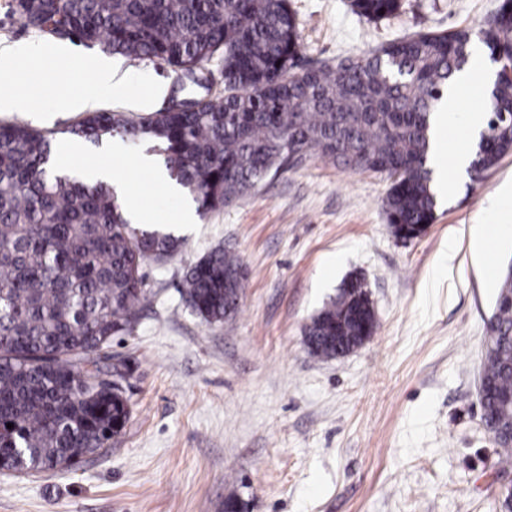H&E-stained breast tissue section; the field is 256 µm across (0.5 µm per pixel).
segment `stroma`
Returning a JSON list of instances; mask_svg holds the SVG:
<instances>
[{
	"mask_svg": "<svg viewBox=\"0 0 512 512\" xmlns=\"http://www.w3.org/2000/svg\"><path fill=\"white\" fill-rule=\"evenodd\" d=\"M349 3L290 0L301 64L472 28L502 0H402L397 15L379 21ZM74 49L67 59L0 67V88L18 99L0 123L64 129L78 118L54 109L66 92L92 93L94 110L134 116L224 95L217 57L204 87L164 63L118 55L115 82L97 86L89 65L102 49ZM155 152L148 141H121L116 154L83 144L71 167L114 168L165 223L176 201L135 165ZM508 184L512 153L481 180L459 179L425 233L403 241L383 209L387 175L311 155L199 219L181 252L146 266L156 296L131 333L112 339V354L130 369V417L111 452L62 472H0V512H224L232 494L244 512H499L512 465H501L482 425L479 387L512 238L478 256L469 229L491 223L488 204ZM215 247L247 270L238 311L221 325L206 324L179 291L183 267ZM353 275L367 284L375 334L342 357L311 355L305 325Z\"/></svg>",
	"mask_w": 512,
	"mask_h": 512,
	"instance_id": "stroma-1",
	"label": "stroma"
}]
</instances>
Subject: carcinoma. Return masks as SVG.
I'll return each mask as SVG.
<instances>
[{
    "instance_id": "carcinoma-1",
    "label": "carcinoma",
    "mask_w": 512,
    "mask_h": 512,
    "mask_svg": "<svg viewBox=\"0 0 512 512\" xmlns=\"http://www.w3.org/2000/svg\"><path fill=\"white\" fill-rule=\"evenodd\" d=\"M370 19L395 14L400 0H351ZM21 25L58 40L97 44L182 72L216 54L224 97L200 96L189 109L129 117L86 112L56 132L0 124V462L18 472L64 470L112 449L129 419L127 367L107 354L132 332L149 302L143 266L177 254L172 233L136 227L112 185L56 174L61 134L97 145L119 135L158 148L164 169L204 215L231 205L270 173L317 154L361 172H385L383 203L393 233L416 238L437 206L426 166L432 115L463 70L473 37L492 61L512 64V0L467 28L421 33L349 56L336 65L296 63L299 32L288 0H14ZM484 108L486 146L470 167L485 172L512 152V76L495 79ZM247 273L221 247L186 267L187 304L208 324L234 314ZM483 377L503 463L512 462V273L503 269ZM376 320L362 280L304 328L309 350L334 357L371 336ZM110 375L119 382H104ZM13 428H7V424Z\"/></svg>"
}]
</instances>
